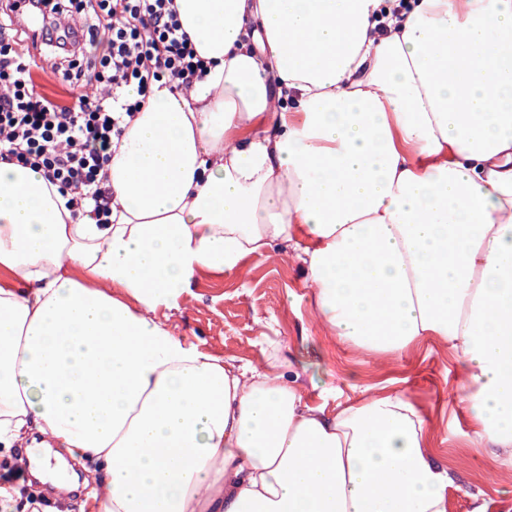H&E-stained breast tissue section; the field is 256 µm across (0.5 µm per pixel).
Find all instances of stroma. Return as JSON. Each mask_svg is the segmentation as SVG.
<instances>
[{"mask_svg":"<svg viewBox=\"0 0 512 512\" xmlns=\"http://www.w3.org/2000/svg\"><path fill=\"white\" fill-rule=\"evenodd\" d=\"M180 309L159 314L176 335L236 364L277 357L302 375L307 399L337 402L383 389L408 394L428 420L433 446L459 488L448 491V512H469L468 492L482 491L487 512H512L500 494L512 487V467L497 466L487 449L471 445L456 391L459 364L428 340L400 355H370L328 335L299 266L287 257L254 256L244 274L202 275Z\"/></svg>","mask_w":512,"mask_h":512,"instance_id":"stroma-1","label":"stroma"}]
</instances>
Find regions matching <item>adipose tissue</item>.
<instances>
[{"instance_id": "1", "label": "adipose tissue", "mask_w": 512, "mask_h": 512, "mask_svg": "<svg viewBox=\"0 0 512 512\" xmlns=\"http://www.w3.org/2000/svg\"><path fill=\"white\" fill-rule=\"evenodd\" d=\"M175 4L208 73L125 120L109 223L0 160V449L67 493L43 452L84 466L81 512H448L405 392L330 413L157 313L292 246L337 340L447 344L511 463L512 0Z\"/></svg>"}]
</instances>
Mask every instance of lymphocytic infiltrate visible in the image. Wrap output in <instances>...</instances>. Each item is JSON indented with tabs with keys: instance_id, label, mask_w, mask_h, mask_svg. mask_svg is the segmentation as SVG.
<instances>
[{
	"instance_id": "1",
	"label": "lymphocytic infiltrate",
	"mask_w": 512,
	"mask_h": 512,
	"mask_svg": "<svg viewBox=\"0 0 512 512\" xmlns=\"http://www.w3.org/2000/svg\"><path fill=\"white\" fill-rule=\"evenodd\" d=\"M20 9L19 0H0V158L43 170L84 216L107 223L101 183L124 119L152 83L187 87L208 67L181 29L175 0H30L31 12L49 21L41 30L46 61L76 91L63 104L34 87L35 61L14 36ZM101 34L107 52L88 55Z\"/></svg>"
}]
</instances>
